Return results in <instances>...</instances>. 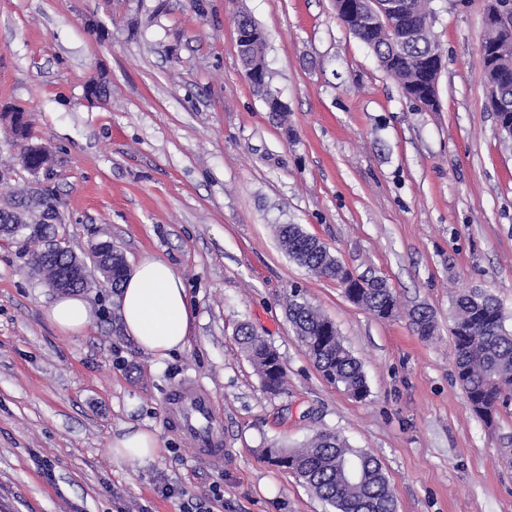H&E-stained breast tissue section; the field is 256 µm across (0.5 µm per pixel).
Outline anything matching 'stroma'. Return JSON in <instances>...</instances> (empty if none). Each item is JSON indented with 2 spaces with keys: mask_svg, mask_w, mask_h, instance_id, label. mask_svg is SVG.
Returning a JSON list of instances; mask_svg holds the SVG:
<instances>
[{
  "mask_svg": "<svg viewBox=\"0 0 512 512\" xmlns=\"http://www.w3.org/2000/svg\"><path fill=\"white\" fill-rule=\"evenodd\" d=\"M488 0H434L443 54L437 106L405 95L336 17L334 0H0V107L29 112L55 158V237L80 258L110 241L136 264L172 266L193 310L185 347L159 358L126 338L110 285L81 292L94 319L67 336L56 294L22 238H0V512H332L261 451L333 431L382 463L397 512H512V401L493 423L455 380L449 312L461 290L499 299L512 328V140L487 103L480 46ZM267 36L280 126L239 60L235 17ZM103 78L110 96L89 101ZM0 128V208L35 182ZM297 224L354 276L379 277L401 316L381 320L279 245ZM299 290L336 325L369 393L329 384L286 315ZM430 308L431 339L406 313ZM279 352L267 393L237 339ZM184 378L224 415L212 468L164 423ZM164 453L118 461L127 427ZM50 460L54 479L34 457Z\"/></svg>",
  "mask_w": 512,
  "mask_h": 512,
  "instance_id": "35a3bbf8",
  "label": "stroma"
}]
</instances>
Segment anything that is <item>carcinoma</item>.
I'll list each match as a JSON object with an SVG mask.
<instances>
[{"instance_id": "1", "label": "carcinoma", "mask_w": 512, "mask_h": 512, "mask_svg": "<svg viewBox=\"0 0 512 512\" xmlns=\"http://www.w3.org/2000/svg\"><path fill=\"white\" fill-rule=\"evenodd\" d=\"M399 37L397 26L383 20L358 39L374 52L380 66L401 88H406L411 79L424 86L434 83L435 75L423 64L428 55L441 54L431 34L411 45L405 57L392 53ZM0 120L7 123L13 140L29 139L30 122L21 113L1 112ZM19 160L30 173H40L42 160L35 149L24 148ZM19 204L24 208L36 207L39 220L44 221L48 213L56 211L57 199L48 193L29 192L20 197ZM277 235L293 261L346 285L343 266L327 246L319 245V239L304 232L300 225L281 224ZM360 296L359 307L378 319L398 314L397 297L380 278L369 280ZM286 310L296 337L323 377L355 399L366 398L368 385L362 364L344 345L334 323L295 292L289 294ZM408 316L419 335L429 338L434 334L435 318L429 308L417 307ZM452 321L455 377L473 411L480 416L482 409L512 397V330L505 325L499 302L480 288L468 289L455 297ZM239 344L263 388L273 394L280 392L285 372L277 350L245 325L239 329ZM262 452L270 462L295 474L336 512H396L395 497L378 458L351 447L335 432L319 431L301 448H264ZM351 463L362 472L361 481L353 485L343 477V466Z\"/></svg>"}]
</instances>
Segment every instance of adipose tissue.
I'll list each match as a JSON object with an SVG mask.
<instances>
[{
	"label": "adipose tissue",
	"instance_id": "adipose-tissue-1",
	"mask_svg": "<svg viewBox=\"0 0 512 512\" xmlns=\"http://www.w3.org/2000/svg\"><path fill=\"white\" fill-rule=\"evenodd\" d=\"M126 336L143 351L158 357L185 346L191 311L181 278L165 261L142 259L126 277L118 300ZM49 319L65 334L83 333L93 314L81 298L61 296L49 310ZM162 452L158 436L147 430H131L112 445L116 460H151Z\"/></svg>",
	"mask_w": 512,
	"mask_h": 512
}]
</instances>
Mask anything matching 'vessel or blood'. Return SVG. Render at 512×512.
<instances>
[{
    "label": "vessel or blood",
    "mask_w": 512,
    "mask_h": 512,
    "mask_svg": "<svg viewBox=\"0 0 512 512\" xmlns=\"http://www.w3.org/2000/svg\"><path fill=\"white\" fill-rule=\"evenodd\" d=\"M164 409L170 431L193 445L201 462L223 465L224 421L209 392L194 381H180L166 393Z\"/></svg>",
    "instance_id": "1"
}]
</instances>
